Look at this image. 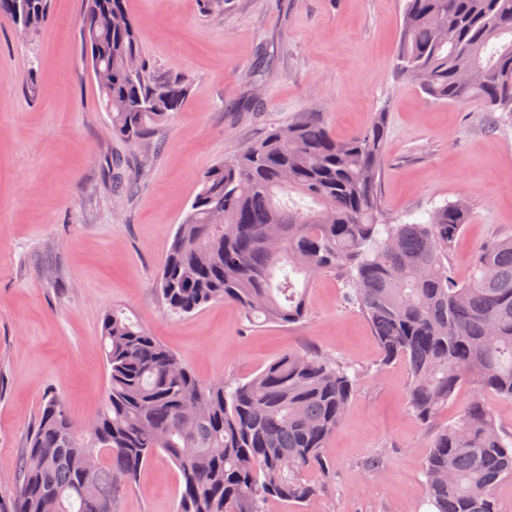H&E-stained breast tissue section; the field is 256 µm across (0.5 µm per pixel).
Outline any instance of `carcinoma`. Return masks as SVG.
Segmentation results:
<instances>
[{"instance_id": "carcinoma-1", "label": "carcinoma", "mask_w": 512, "mask_h": 512, "mask_svg": "<svg viewBox=\"0 0 512 512\" xmlns=\"http://www.w3.org/2000/svg\"><path fill=\"white\" fill-rule=\"evenodd\" d=\"M50 2L0 0V19L16 25L23 15L35 30ZM84 2L81 47L112 134L142 145L190 88L150 74L126 0ZM396 67L434 102L479 99L490 124L511 119L512 0H403ZM386 134L383 112L343 140L307 112L213 164L157 291L178 315L232 301L250 322L288 326L307 317L310 282L334 275L383 364H407L418 421L432 425L462 383L478 386L458 420L435 431L423 475L434 512H497L512 434L499 430L484 392L512 399V238L478 246L472 276L457 280L448 255L469 208L458 201L423 221L392 220L378 195ZM100 332L109 378L94 431H76L64 401L46 396L17 459L13 512H104L160 453L178 471L175 512H268L272 500L316 496L310 473L325 472L323 448L358 376L351 366L289 352L245 382L204 383L121 309L103 315Z\"/></svg>"}]
</instances>
